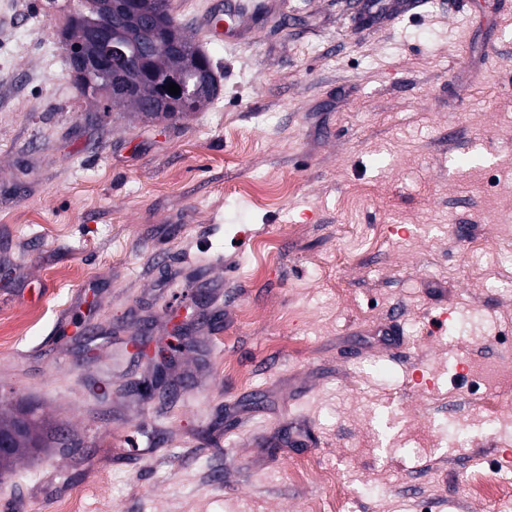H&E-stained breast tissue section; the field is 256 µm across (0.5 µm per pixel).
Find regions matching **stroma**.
<instances>
[{"label":"stroma","instance_id":"stroma-1","mask_svg":"<svg viewBox=\"0 0 512 512\" xmlns=\"http://www.w3.org/2000/svg\"><path fill=\"white\" fill-rule=\"evenodd\" d=\"M192 2L219 94L148 122L76 88L80 0H0V397L61 433L0 512H512L468 493L512 478V15L241 0L215 44Z\"/></svg>","mask_w":512,"mask_h":512}]
</instances>
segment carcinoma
<instances>
[{
    "instance_id": "cac0c4a2",
    "label": "carcinoma",
    "mask_w": 512,
    "mask_h": 512,
    "mask_svg": "<svg viewBox=\"0 0 512 512\" xmlns=\"http://www.w3.org/2000/svg\"><path fill=\"white\" fill-rule=\"evenodd\" d=\"M94 10L70 19L69 25L62 33L73 41H85L89 38L91 28L95 25L112 24L110 0H96ZM132 10L148 18L150 24L136 26L129 24L120 28L118 36L127 43L137 47V54L132 60V68L141 74L137 93L134 97L124 99L104 91L102 85L89 86L84 79L76 75L74 79L82 93L93 99L105 98L112 103L131 105L135 114L146 120H171L178 118L171 108L172 95L158 83L159 78L170 73L187 79L190 83H200L209 87L210 92L200 96L191 111L197 112L212 102L218 95L219 86L211 59L185 34L181 25L175 20L170 0H133ZM30 415L28 436L13 441L12 449L0 454V473L13 469V462L21 456H33L39 445L49 441L53 429L44 420L31 415L27 409L11 407L0 411V434H11L17 421V413Z\"/></svg>"
}]
</instances>
